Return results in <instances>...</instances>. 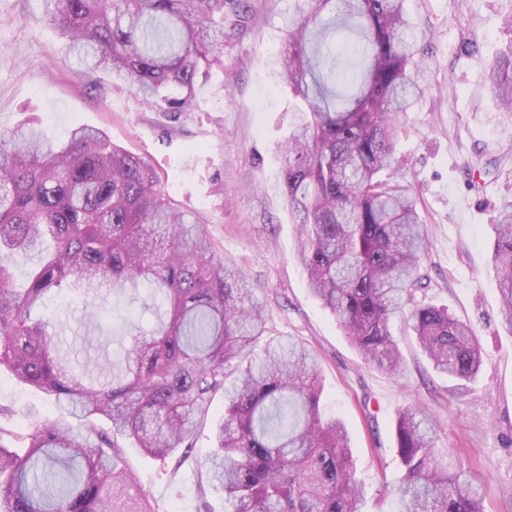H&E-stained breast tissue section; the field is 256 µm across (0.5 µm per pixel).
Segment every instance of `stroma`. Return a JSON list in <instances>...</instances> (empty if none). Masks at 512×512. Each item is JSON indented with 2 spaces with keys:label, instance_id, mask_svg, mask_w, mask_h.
<instances>
[{
  "label": "stroma",
  "instance_id": "obj_1",
  "mask_svg": "<svg viewBox=\"0 0 512 512\" xmlns=\"http://www.w3.org/2000/svg\"><path fill=\"white\" fill-rule=\"evenodd\" d=\"M246 4L243 30L224 42L223 68L199 78L193 110L177 117L150 110L107 74L84 73L66 39L43 20L41 0H0V129L34 122L55 144L77 124L103 130L112 143L151 160L180 209L205 216L214 252L241 267L265 300L268 336L316 351L325 411L348 427L356 475L368 489L366 512L388 510L378 489L399 474L394 426L409 406L433 421L444 457L486 476L485 512H512V330L501 321L491 258L498 211L512 202V125L484 81L489 62L512 46L504 24L512 0H405L426 52L425 83L398 143V168L428 226L427 298L473 328L483 360L476 380L457 395L448 378L430 370L402 323L393 333L405 370L392 376L364 361L310 293L274 149L300 118L273 74L291 2ZM487 162L498 163L497 177L480 178L477 166ZM48 305L58 345L80 371L118 355L127 325L160 324L141 287L53 297ZM0 406L7 409L0 427L11 432L5 445L18 450L36 419L58 413L5 371ZM195 435L179 467L125 449L156 512H224V495L203 467L210 423Z\"/></svg>",
  "mask_w": 512,
  "mask_h": 512
}]
</instances>
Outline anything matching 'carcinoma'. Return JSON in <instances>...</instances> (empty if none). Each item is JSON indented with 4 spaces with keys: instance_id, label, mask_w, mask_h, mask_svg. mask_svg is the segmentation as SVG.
I'll list each match as a JSON object with an SVG mask.
<instances>
[{
    "instance_id": "1",
    "label": "carcinoma",
    "mask_w": 512,
    "mask_h": 512,
    "mask_svg": "<svg viewBox=\"0 0 512 512\" xmlns=\"http://www.w3.org/2000/svg\"><path fill=\"white\" fill-rule=\"evenodd\" d=\"M404 0H293L278 82L303 121L278 144L281 189L297 224L310 291L364 360L394 375L403 359L391 322L403 318L433 370L462 385L480 370L473 329L419 303L425 224L412 185L388 173L403 118L420 100L419 48ZM43 18L87 71H107L150 109L189 111L198 76L224 67V37L242 26V0H42ZM344 15L362 46L343 40L344 65L317 39ZM350 88L329 104L325 80ZM485 81L512 117V46ZM205 221L179 209L149 161L78 125L61 145L30 122L0 130V370L66 412L29 427L17 453L0 428V512H155L124 460L127 443L175 464L194 428L224 396L204 461L225 512H363L366 487L344 422L321 409L317 355L267 339L266 308L245 274L217 256ZM39 263L15 287L12 258ZM492 261L503 324L512 330V203L500 210ZM145 285L168 318L131 336L123 360L80 375L43 314L57 290ZM103 420L107 428L97 422ZM432 425L406 409L395 424L402 468L379 494L398 512H484L487 479L436 454Z\"/></svg>"
}]
</instances>
